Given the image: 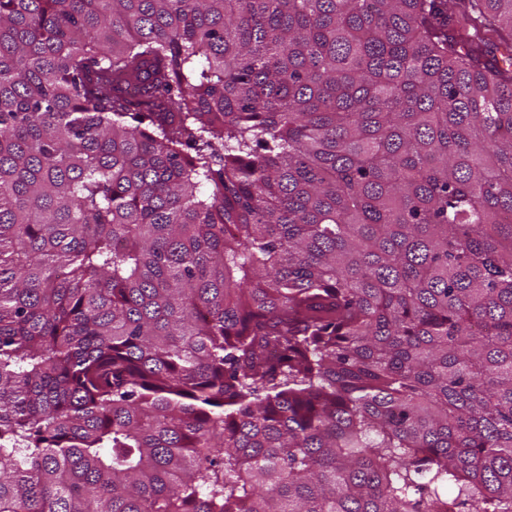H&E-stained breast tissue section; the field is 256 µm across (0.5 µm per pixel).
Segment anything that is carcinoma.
Returning a JSON list of instances; mask_svg holds the SVG:
<instances>
[{
	"mask_svg": "<svg viewBox=\"0 0 512 512\" xmlns=\"http://www.w3.org/2000/svg\"><path fill=\"white\" fill-rule=\"evenodd\" d=\"M0 512H512V0H0Z\"/></svg>",
	"mask_w": 512,
	"mask_h": 512,
	"instance_id": "carcinoma-1",
	"label": "carcinoma"
}]
</instances>
